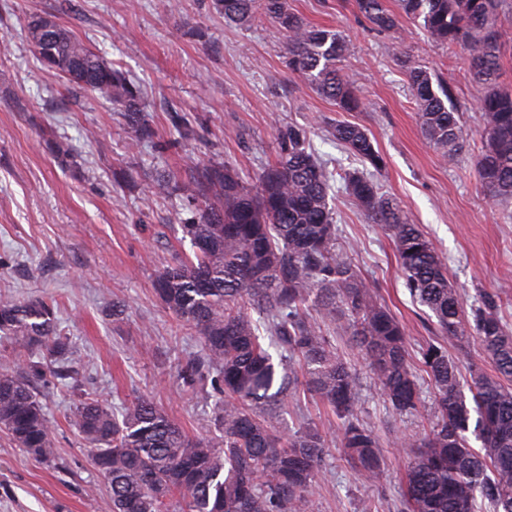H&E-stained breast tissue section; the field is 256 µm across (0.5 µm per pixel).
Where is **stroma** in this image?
<instances>
[{
	"label": "stroma",
	"mask_w": 512,
	"mask_h": 512,
	"mask_svg": "<svg viewBox=\"0 0 512 512\" xmlns=\"http://www.w3.org/2000/svg\"><path fill=\"white\" fill-rule=\"evenodd\" d=\"M170 2L0 0V293L56 303L60 327L86 364L85 389L116 408L148 399L189 434L205 433L211 405L178 377L196 339L153 289L161 271L192 251L179 228L188 204L150 194L149 186L156 173L181 180L212 161L254 177L276 161L278 131L287 125L306 131L336 177L363 167L336 144V124L365 129L385 158L373 175L382 192L430 239L467 304L497 295V313L512 330V204L490 201L478 180L481 89L460 50L409 23L399 38L376 32L353 0H289L305 21L351 43L347 67L365 107L343 112L291 70L288 45L269 20L230 26L211 0H180L175 10ZM31 13L55 17L139 85L152 138L135 141L120 110L88 93L73 97L64 77L41 66L23 35ZM410 62L452 88L469 131L458 165L444 164L421 134L408 95ZM174 111L193 139H180ZM59 140L73 148L64 162L52 151ZM333 207L337 248L402 321L410 363L420 370L422 349L443 343L432 313L411 298L386 231L344 191ZM113 300L126 303L123 320L107 316ZM336 346L360 376L358 415L382 442L378 481H360L339 445L341 421L316 399L273 405L267 416L281 434L307 422L333 441L310 512H399L411 451L397 441L429 433L433 388L422 381L419 409L392 413L357 350L342 338ZM36 390L58 461L41 462L0 432V512H112L91 451L67 419L75 393L61 384Z\"/></svg>",
	"instance_id": "35a3bbf8"
}]
</instances>
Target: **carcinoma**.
<instances>
[{"mask_svg":"<svg viewBox=\"0 0 512 512\" xmlns=\"http://www.w3.org/2000/svg\"><path fill=\"white\" fill-rule=\"evenodd\" d=\"M354 6L380 32H401L404 16L437 42L462 50L483 89L478 111L485 146L476 173L492 201L511 200L512 89L499 79L512 43L505 29L512 0H398L397 13L385 0H354ZM212 7L237 26L258 14L272 20L286 38L292 70L342 111L362 110L342 67L350 48L340 34L308 24L288 0H212ZM23 32L46 70L121 107L133 133L150 135L141 90L123 72L48 15H31ZM409 89L424 139L456 164L466 132L449 84L412 66ZM333 136L374 170L383 167L362 128L338 124ZM278 140L277 161L253 185L219 164L180 183L168 175L153 181L156 192L175 190L194 204L192 217L180 224L193 256L163 270L154 290L196 334L198 350L179 377L213 398L203 422L216 435L188 434L143 398L117 411L95 394L81 397L70 420L94 449L112 512H308L329 456L326 436L308 423L283 436L263 416L267 403L284 402L298 387L342 420L344 457L362 481L375 482L380 442L356 413L358 378L323 335L327 324L360 352L393 411L411 413L421 404L404 326L336 250L329 173L303 129L285 126ZM342 180L362 212L388 231L406 287L432 312L438 334L461 347L478 343L495 368L493 375L473 372L465 386L459 359L433 343L423 351L437 415L428 434L404 439L418 448L407 465L404 512H475L479 497L493 512H512V387L504 385L512 382V334L496 314L497 299L486 295L466 311L445 263L399 204L358 170ZM0 338L14 353L0 368V430L51 463L52 426L32 381L49 372L73 384L82 359L44 298L0 295ZM470 431L480 448L468 443Z\"/></svg>","mask_w":512,"mask_h":512,"instance_id":"carcinoma-1","label":"carcinoma"}]
</instances>
